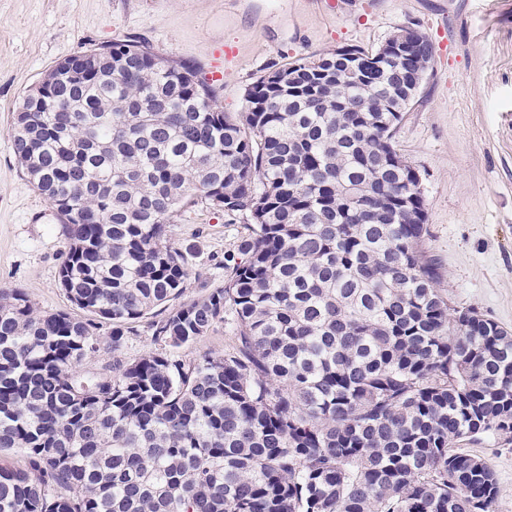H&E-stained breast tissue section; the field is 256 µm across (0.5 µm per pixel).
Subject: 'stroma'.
<instances>
[{
    "label": "stroma",
    "instance_id": "35a3bbf8",
    "mask_svg": "<svg viewBox=\"0 0 512 512\" xmlns=\"http://www.w3.org/2000/svg\"><path fill=\"white\" fill-rule=\"evenodd\" d=\"M408 26L429 37L435 55L393 144L420 176L437 287L451 306L512 332V0H0V288L22 289L42 313L72 309L59 282L69 243L9 138L15 107L61 60L132 39L194 64L234 115L267 71L343 46L373 51ZM249 222L200 206L171 224L191 272L181 302L223 286L224 256L237 251ZM236 344L220 321L171 350L154 343L143 320L85 366L149 353L189 363ZM459 448L493 471L494 512H512V433Z\"/></svg>",
    "mask_w": 512,
    "mask_h": 512
}]
</instances>
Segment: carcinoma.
<instances>
[{"label":"carcinoma","mask_w":512,"mask_h":512,"mask_svg":"<svg viewBox=\"0 0 512 512\" xmlns=\"http://www.w3.org/2000/svg\"><path fill=\"white\" fill-rule=\"evenodd\" d=\"M53 66L9 136L69 249L67 299L0 289V512H493L497 483L454 449L512 432V333L436 288L417 175L381 117L413 100L386 51L301 58L221 109L195 66L120 41ZM50 94L42 97V91ZM250 218L224 286L169 239L193 207ZM159 308L179 348L233 314L237 346L185 364L83 368Z\"/></svg>","instance_id":"obj_1"}]
</instances>
